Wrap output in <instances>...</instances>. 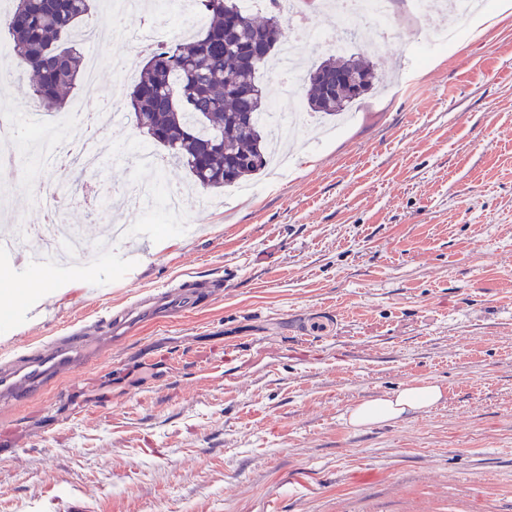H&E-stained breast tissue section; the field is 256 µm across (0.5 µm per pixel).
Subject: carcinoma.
<instances>
[{
  "instance_id": "1",
  "label": "carcinoma",
  "mask_w": 512,
  "mask_h": 512,
  "mask_svg": "<svg viewBox=\"0 0 512 512\" xmlns=\"http://www.w3.org/2000/svg\"><path fill=\"white\" fill-rule=\"evenodd\" d=\"M93 0H15L7 20L20 67L32 77V94L51 113L62 107L84 72L77 34ZM204 27L147 55L125 99L133 126L166 151L203 189L222 190L262 172L269 163L266 133L258 115L266 111L260 69L284 39L281 14L271 0L269 16L242 12L238 0H193ZM267 45L260 60L249 48ZM355 73V87L340 93L336 76ZM252 86L243 98L238 86ZM310 111L336 117L348 104L383 84L374 64L357 53L328 58L307 69Z\"/></svg>"
}]
</instances>
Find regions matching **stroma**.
I'll use <instances>...</instances> for the list:
<instances>
[{
    "mask_svg": "<svg viewBox=\"0 0 512 512\" xmlns=\"http://www.w3.org/2000/svg\"><path fill=\"white\" fill-rule=\"evenodd\" d=\"M424 58L413 38L348 49L385 70L328 139L301 128L287 177L169 226L126 216L99 266L11 278L0 353L93 331L80 365L0 412V512H512V15ZM98 137L102 182L185 183ZM111 274L112 286L89 284ZM198 306L110 330L139 295ZM417 381L433 409L356 429L348 411Z\"/></svg>",
    "mask_w": 512,
    "mask_h": 512,
    "instance_id": "1",
    "label": "stroma"
}]
</instances>
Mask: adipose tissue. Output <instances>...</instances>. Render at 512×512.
I'll return each mask as SVG.
<instances>
[{
	"label": "adipose tissue",
	"mask_w": 512,
	"mask_h": 512,
	"mask_svg": "<svg viewBox=\"0 0 512 512\" xmlns=\"http://www.w3.org/2000/svg\"><path fill=\"white\" fill-rule=\"evenodd\" d=\"M444 397V390L436 383L408 385L391 397L361 403L352 408L347 416L348 425L355 428L386 423L400 419L408 413L427 411Z\"/></svg>",
	"instance_id": "adipose-tissue-1"
}]
</instances>
